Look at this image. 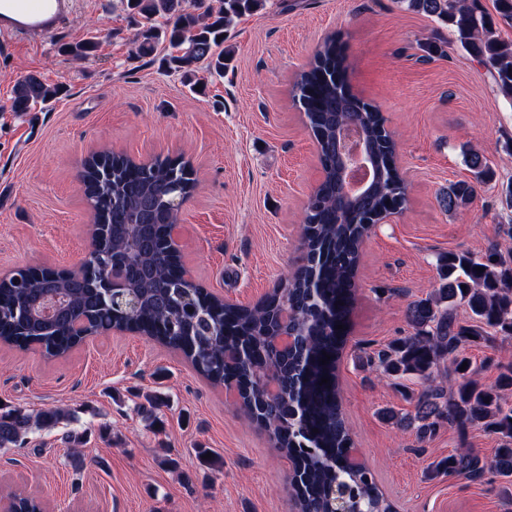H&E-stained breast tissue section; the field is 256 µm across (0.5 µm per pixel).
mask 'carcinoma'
I'll return each mask as SVG.
<instances>
[{
  "instance_id": "1",
  "label": "carcinoma",
  "mask_w": 512,
  "mask_h": 512,
  "mask_svg": "<svg viewBox=\"0 0 512 512\" xmlns=\"http://www.w3.org/2000/svg\"><path fill=\"white\" fill-rule=\"evenodd\" d=\"M263 2L120 0L127 17L139 26L138 53L151 55L158 46L168 45L165 66L187 81L202 69L224 75L231 53L217 37L262 8ZM399 2L451 26L457 42L474 53L499 94L512 103V41L499 36L481 0ZM96 48L97 42L88 38L64 44L60 52L84 60ZM348 69L341 42L328 37L294 83V99L314 131L323 177L304 217L307 265L258 305H227L198 292L193 294L195 311L186 318L181 309L189 301L181 288L179 256L166 258L160 273L130 281L138 300L132 315L103 303L96 269L66 276L29 267L19 273L20 285L12 276L0 279V342L20 349L36 345L56 357L83 341L73 334L77 323L91 336L127 330L179 351L206 379L236 389L276 448L297 463L292 487L299 512H332L331 491L338 485L351 505L364 512H396L379 489L375 472L349 463L354 442L343 416L338 364L352 328L362 244L372 229L363 220L403 209L407 186L396 166V145L385 128L386 118L352 92ZM66 93L65 86L49 85L30 73L14 81L10 109L25 115ZM347 119L371 141L380 172L368 193L353 197L347 195L331 155L341 150L335 130ZM464 163L475 184L494 179L481 153L467 152ZM109 165V156L99 153L83 165L86 196L96 208L95 219L105 224L108 248L126 244L121 226L132 221L145 201L155 206L158 238H163L166 224L174 220L168 205L174 180L193 182L188 163L175 165L169 157L141 165L125 162L117 166L114 179L101 178ZM475 184L449 186L440 196L441 207L456 213L472 205ZM479 267L483 271H477ZM436 270L438 287L407 306L409 334L366 353V362L394 385L419 380L420 389L407 394L411 411L384 412L397 427L414 430L418 443L445 425L462 436L478 428L499 439L492 457L465 448L432 465L431 474H455L478 484L497 478L501 494L512 498V363L500 364L497 381L486 385L479 378L484 365L466 353L473 344L494 350L512 338V247L503 249L496 241L479 258L465 251L442 253ZM54 296L61 304L50 320L31 317ZM461 306L470 311L467 321L459 315ZM284 309L295 313L290 328L296 344L289 351L276 345L278 315ZM337 325L342 329H335ZM326 354L330 360L324 365ZM323 378L329 382H321ZM65 419L59 408L28 413L0 406V448L21 446L29 434L53 429Z\"/></svg>"
}]
</instances>
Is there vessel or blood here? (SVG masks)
<instances>
[{"mask_svg":"<svg viewBox=\"0 0 512 512\" xmlns=\"http://www.w3.org/2000/svg\"><path fill=\"white\" fill-rule=\"evenodd\" d=\"M74 0H0V35L41 40L66 25Z\"/></svg>","mask_w":512,"mask_h":512,"instance_id":"1","label":"vessel or blood"}]
</instances>
